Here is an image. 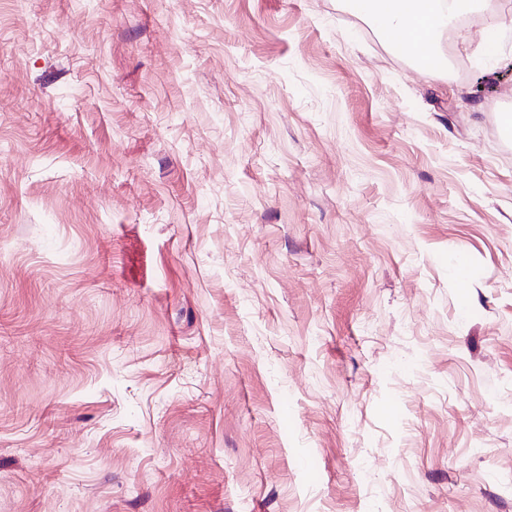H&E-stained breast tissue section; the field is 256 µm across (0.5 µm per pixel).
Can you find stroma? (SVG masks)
Returning a JSON list of instances; mask_svg holds the SVG:
<instances>
[{
  "mask_svg": "<svg viewBox=\"0 0 512 512\" xmlns=\"http://www.w3.org/2000/svg\"><path fill=\"white\" fill-rule=\"evenodd\" d=\"M443 37L0 0V512H512V0Z\"/></svg>",
  "mask_w": 512,
  "mask_h": 512,
  "instance_id": "stroma-1",
  "label": "stroma"
}]
</instances>
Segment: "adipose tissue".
Wrapping results in <instances>:
<instances>
[{
	"label": "adipose tissue",
	"instance_id": "ef3b65f1",
	"mask_svg": "<svg viewBox=\"0 0 512 512\" xmlns=\"http://www.w3.org/2000/svg\"><path fill=\"white\" fill-rule=\"evenodd\" d=\"M477 0H378L370 16L377 29L402 34L401 52L417 58L434 54V45L448 16L473 12Z\"/></svg>",
	"mask_w": 512,
	"mask_h": 512
}]
</instances>
